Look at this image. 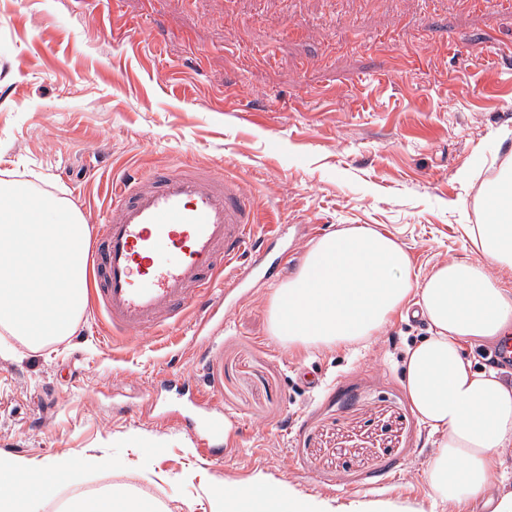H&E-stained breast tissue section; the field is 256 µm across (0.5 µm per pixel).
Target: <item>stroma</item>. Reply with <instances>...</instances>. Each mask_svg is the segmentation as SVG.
Here are the masks:
<instances>
[{
	"label": "stroma",
	"instance_id": "obj_1",
	"mask_svg": "<svg viewBox=\"0 0 512 512\" xmlns=\"http://www.w3.org/2000/svg\"><path fill=\"white\" fill-rule=\"evenodd\" d=\"M182 162L237 178L257 233L284 225L283 283L316 243L313 224L385 232L421 277L477 259L483 189L512 166V11L467 0H0V180L93 226L114 173ZM275 284L251 277L205 334L110 339L90 304L69 336L39 349L0 330V453L35 470L61 454L102 461L76 466L33 512L109 485L165 512H218L225 486L258 479L448 512L405 385V350L429 336L427 322L398 314L351 346L291 347L272 327ZM212 331L213 378L238 429L218 460L159 413L161 370L201 372Z\"/></svg>",
	"mask_w": 512,
	"mask_h": 512
}]
</instances>
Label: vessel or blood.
<instances>
[{"label":"vessel or blood","mask_w":512,"mask_h":512,"mask_svg":"<svg viewBox=\"0 0 512 512\" xmlns=\"http://www.w3.org/2000/svg\"><path fill=\"white\" fill-rule=\"evenodd\" d=\"M255 237L249 196L228 175L182 163L114 179L89 256L96 310L116 336L162 334L197 299L206 300L207 313H218L226 299L224 268L246 260L245 281L272 273L283 260L272 247L256 246ZM165 379L201 455L220 458L224 414L217 386L180 371Z\"/></svg>","instance_id":"obj_1"}]
</instances>
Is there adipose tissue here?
<instances>
[{
    "mask_svg": "<svg viewBox=\"0 0 512 512\" xmlns=\"http://www.w3.org/2000/svg\"><path fill=\"white\" fill-rule=\"evenodd\" d=\"M490 207L472 227L481 258L451 261L416 280L396 240L351 226L321 237L300 271L273 293L272 323L288 346H347L379 333L396 313L418 307L432 334L408 349L405 384L434 437L431 489L454 512H512V490L495 487L502 455L512 447V383L498 370H474L464 344L495 340L512 329V289L488 272L512 270V173L486 188ZM75 465L55 458L37 479L23 462L0 454V512H18V493L51 497ZM384 502L345 506L294 487L261 485L224 491V512H389Z\"/></svg>",
    "mask_w": 512,
    "mask_h": 512,
    "instance_id": "adipose-tissue-1",
    "label": "adipose tissue"
}]
</instances>
